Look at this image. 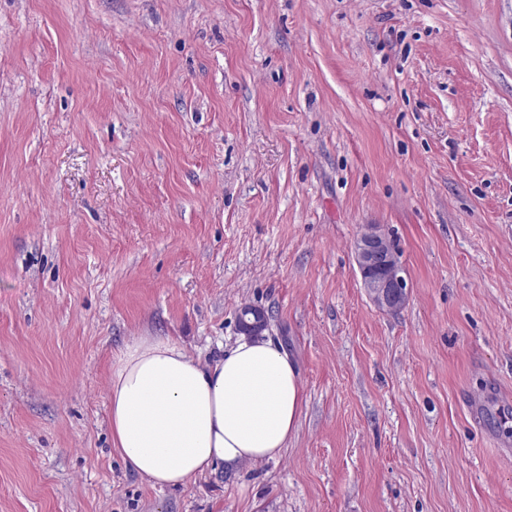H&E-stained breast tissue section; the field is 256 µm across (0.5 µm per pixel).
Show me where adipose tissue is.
<instances>
[{"label": "adipose tissue", "mask_w": 512, "mask_h": 512, "mask_svg": "<svg viewBox=\"0 0 512 512\" xmlns=\"http://www.w3.org/2000/svg\"><path fill=\"white\" fill-rule=\"evenodd\" d=\"M112 442L151 485L177 487L278 457L304 404L298 371L263 336H240L202 363L168 337L143 336L115 360L108 386Z\"/></svg>", "instance_id": "1"}]
</instances>
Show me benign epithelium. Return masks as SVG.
Here are the masks:
<instances>
[{
  "label": "benign epithelium",
  "mask_w": 512,
  "mask_h": 512,
  "mask_svg": "<svg viewBox=\"0 0 512 512\" xmlns=\"http://www.w3.org/2000/svg\"><path fill=\"white\" fill-rule=\"evenodd\" d=\"M356 263L364 288L372 302L381 310L393 313L406 301L405 278L397 254L377 228H371L355 245ZM242 329L247 335H260L267 327L266 313L250 304L239 309Z\"/></svg>",
  "instance_id": "benign-epithelium-1"
}]
</instances>
